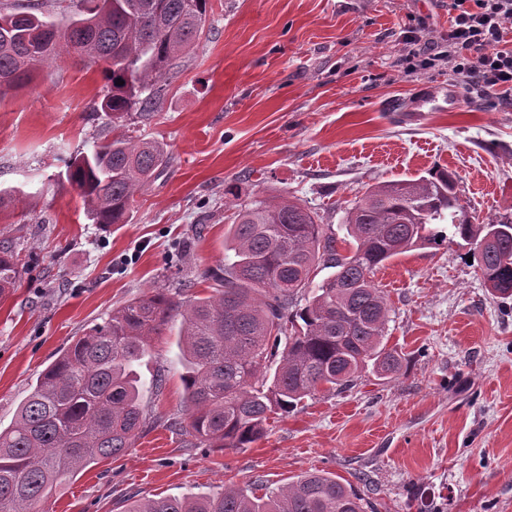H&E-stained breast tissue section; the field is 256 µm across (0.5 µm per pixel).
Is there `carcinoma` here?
I'll return each mask as SVG.
<instances>
[{"label":"carcinoma","instance_id":"cac0c4a2","mask_svg":"<svg viewBox=\"0 0 512 512\" xmlns=\"http://www.w3.org/2000/svg\"><path fill=\"white\" fill-rule=\"evenodd\" d=\"M79 2L82 8L63 23L0 12V96L32 82L42 51H81L103 63L109 90L95 111L108 117L112 137L72 159L66 177L106 229L127 223L136 195L166 169L163 144L133 139L126 121L154 110L167 75L200 39L210 0ZM45 24L41 51L25 34ZM120 79L124 84H116ZM345 226L340 247L298 199L256 196L239 205L224 232V264L205 274L214 294L182 301L156 288L77 338L39 374L13 424L0 430V512H38L64 478L131 447L144 424L139 367L151 339L176 317L189 432L206 446L249 448L270 415L321 392L345 391L367 370L379 378L401 372L405 356L388 346L392 308L373 281L388 260L458 237L473 246L492 294L512 297V218L468 215L446 171L367 187L347 208ZM492 228L498 235L486 243ZM21 273L14 248L0 243L1 297ZM373 509L353 485L312 471L262 496L230 486L136 501L127 512Z\"/></svg>","mask_w":512,"mask_h":512}]
</instances>
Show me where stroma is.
Segmentation results:
<instances>
[{"instance_id":"obj_1","label":"stroma","mask_w":512,"mask_h":512,"mask_svg":"<svg viewBox=\"0 0 512 512\" xmlns=\"http://www.w3.org/2000/svg\"><path fill=\"white\" fill-rule=\"evenodd\" d=\"M206 30L132 136L163 144L168 166L128 223L86 216L67 162L107 126L100 65L50 58L0 98L1 239L24 266L0 298V427L39 373L112 309L164 286L204 295L224 262L237 203L296 196L336 238L368 185L445 169L469 215L512 216V98L461 89L453 111L407 113L415 92L457 85L447 63L409 67L422 42L445 49L443 0H210ZM462 240L379 269L392 307V379L305 399L249 448L189 432L180 321L140 368L144 427L120 457L67 478L43 512H126L136 500L224 486L275 488L313 470L365 489L378 512H512V298L468 264Z\"/></svg>"}]
</instances>
